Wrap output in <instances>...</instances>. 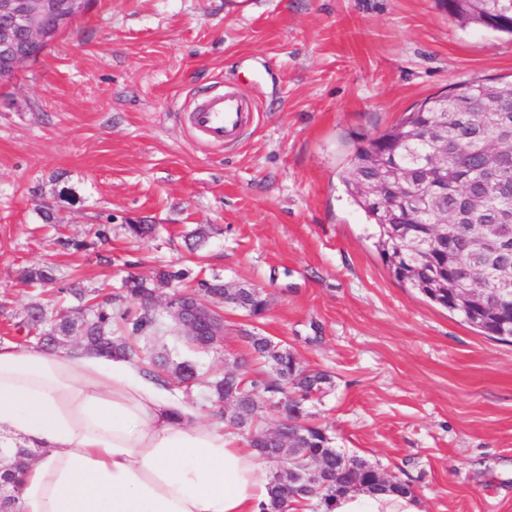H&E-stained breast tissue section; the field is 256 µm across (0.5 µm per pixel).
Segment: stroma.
I'll use <instances>...</instances> for the list:
<instances>
[{
	"instance_id": "1",
	"label": "stroma",
	"mask_w": 512,
	"mask_h": 512,
	"mask_svg": "<svg viewBox=\"0 0 512 512\" xmlns=\"http://www.w3.org/2000/svg\"><path fill=\"white\" fill-rule=\"evenodd\" d=\"M484 76H512V38L435 0H95L0 89V339L36 297L16 279L35 263L89 288L159 264L220 275L268 308L225 306L202 371L252 372L244 332L272 337L331 375L312 411L335 447L423 512H512V345L396 280L338 178L360 137ZM217 85L255 112L205 147L184 106ZM142 220L154 238L128 237ZM101 225L111 263L62 248Z\"/></svg>"
}]
</instances>
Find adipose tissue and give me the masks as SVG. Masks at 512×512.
<instances>
[{
    "label": "adipose tissue",
    "instance_id": "adipose-tissue-1",
    "mask_svg": "<svg viewBox=\"0 0 512 512\" xmlns=\"http://www.w3.org/2000/svg\"><path fill=\"white\" fill-rule=\"evenodd\" d=\"M40 460L19 512H259L263 459L238 434L120 357L0 345V446ZM334 512H419L412 496L350 493Z\"/></svg>",
    "mask_w": 512,
    "mask_h": 512
}]
</instances>
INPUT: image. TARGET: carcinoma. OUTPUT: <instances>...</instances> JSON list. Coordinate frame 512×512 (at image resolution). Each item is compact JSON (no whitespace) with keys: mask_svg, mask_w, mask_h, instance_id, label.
Returning <instances> with one entry per match:
<instances>
[{"mask_svg":"<svg viewBox=\"0 0 512 512\" xmlns=\"http://www.w3.org/2000/svg\"><path fill=\"white\" fill-rule=\"evenodd\" d=\"M437 6L463 27L478 26L512 37V0H437ZM491 98L500 99V111L512 118V81L476 78L457 84L445 94L426 98L396 125L376 136L362 138L341 172V179L354 204L364 212L367 223L374 226L375 247L398 281L415 289L427 301L461 314L478 333L511 343L512 298L508 301L509 315L503 318L488 310L459 308L451 292L458 268L467 258L466 232L454 228L456 198L478 180L489 156L471 143L469 122L483 111ZM439 123L448 124L459 136L460 153L448 158V195L436 199L432 206L423 201V197L442 191L443 178L439 175L415 200L379 194L375 186L380 180L389 182L391 176L416 167L418 160L428 157L431 146L427 139ZM482 195V205L467 219L472 234L478 231L479 225L490 223L493 212L512 209V167L502 171L496 180L485 183ZM444 221L449 223L448 239L422 253L418 242L409 237L411 225ZM123 228L129 237L139 241L155 232V225L141 221L125 224ZM93 236L92 242L68 239L63 246L83 251L95 247L98 240L108 239L104 227L95 229ZM190 274L187 269L158 266L153 271L152 283L129 276L119 291L101 298L99 290L78 282L56 287L60 278L57 268L51 264L24 268L18 274L20 283L63 296L71 306L51 313L44 305L32 303L26 318L17 323L25 332L20 343L64 350L67 337L80 336L85 352L128 359L139 365L147 377L164 386L187 391L202 386L206 397L218 403L233 398L229 412L224 414V428L235 432L248 427L251 447L273 467L269 500L260 505V512H282L295 503L314 512H333L336 496L348 492L401 496L409 493L407 483L399 481L387 486L378 481L377 467L333 448L328 429L307 422L312 399L323 391L330 376L322 371L305 370L287 345L262 334L246 333L253 354L268 367V371L250 380L233 371L205 380L191 354L154 351L147 341L158 337L161 321L143 301L155 288L174 289L171 305L178 308L187 307L190 298L198 296L208 298L219 309L226 303L233 304L252 318L261 317L267 310V300L259 291L226 284L217 275L192 279ZM188 278L193 282L192 291L180 290L179 284ZM268 410L274 421L284 426L276 442L267 439L268 426L261 424L262 414ZM314 457L321 458L333 479L336 469H343V480L348 487L339 488L334 482L300 487L289 482L288 469H296ZM28 465L26 448L20 445L10 461L0 465L3 467L0 473L16 483L17 473Z\"/></svg>","mask_w":512,"mask_h":512,"instance_id":"1","label":"carcinoma"}]
</instances>
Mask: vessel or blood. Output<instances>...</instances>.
Masks as SVG:
<instances>
[{"mask_svg": "<svg viewBox=\"0 0 512 512\" xmlns=\"http://www.w3.org/2000/svg\"><path fill=\"white\" fill-rule=\"evenodd\" d=\"M248 109L235 93L222 92L197 99L189 111V129L199 142L221 146L237 139Z\"/></svg>", "mask_w": 512, "mask_h": 512, "instance_id": "vessel-or-blood-1", "label": "vessel or blood"}]
</instances>
